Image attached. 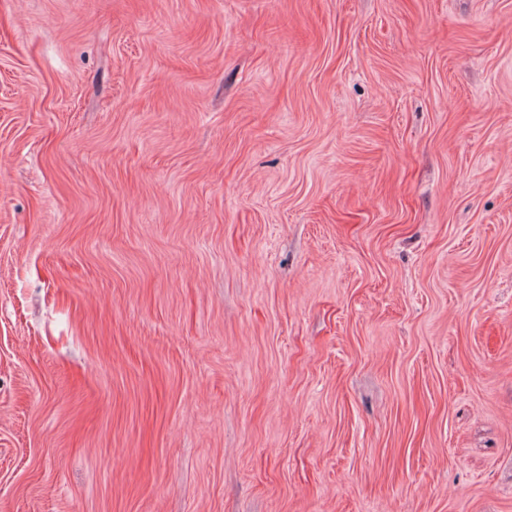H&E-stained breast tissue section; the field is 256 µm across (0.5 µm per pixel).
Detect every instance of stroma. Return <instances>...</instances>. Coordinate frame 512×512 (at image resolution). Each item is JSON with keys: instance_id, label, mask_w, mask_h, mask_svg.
I'll list each match as a JSON object with an SVG mask.
<instances>
[{"instance_id": "35a3bbf8", "label": "stroma", "mask_w": 512, "mask_h": 512, "mask_svg": "<svg viewBox=\"0 0 512 512\" xmlns=\"http://www.w3.org/2000/svg\"><path fill=\"white\" fill-rule=\"evenodd\" d=\"M0 512H512V0H0Z\"/></svg>"}]
</instances>
